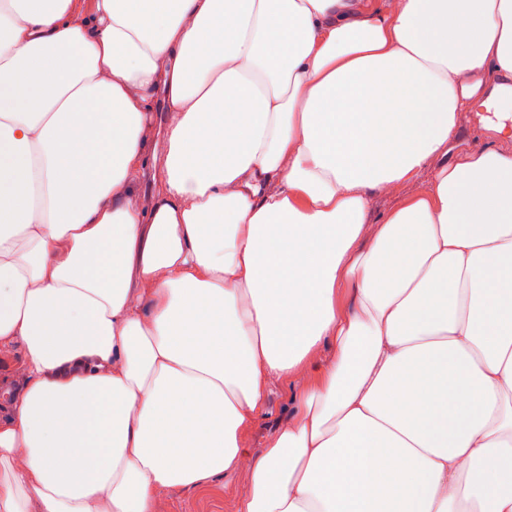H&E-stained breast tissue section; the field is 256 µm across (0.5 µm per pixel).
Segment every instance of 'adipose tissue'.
Listing matches in <instances>:
<instances>
[{
	"label": "adipose tissue",
	"instance_id": "1",
	"mask_svg": "<svg viewBox=\"0 0 512 512\" xmlns=\"http://www.w3.org/2000/svg\"><path fill=\"white\" fill-rule=\"evenodd\" d=\"M0 3V512H512V0ZM479 110L476 106H469L462 111L458 129L454 139V152L476 149L487 146H496L495 135L491 131L480 128L474 113ZM430 180L431 172L425 170L415 180L402 186L397 196L374 193L372 208L369 213V223H379L394 207L399 197L410 196L424 191L428 187ZM293 391L290 381L276 382L266 395L264 408L245 438L248 448H262L278 423L293 411ZM245 478L241 472H228L206 489L171 488L162 492L165 512H235L236 488Z\"/></svg>",
	"mask_w": 512,
	"mask_h": 512
}]
</instances>
